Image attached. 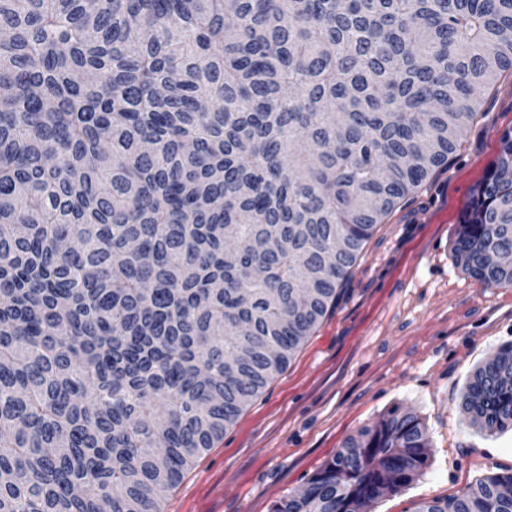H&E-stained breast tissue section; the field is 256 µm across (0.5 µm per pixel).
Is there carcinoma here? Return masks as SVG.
Here are the masks:
<instances>
[{
	"label": "carcinoma",
	"instance_id": "cac0c4a2",
	"mask_svg": "<svg viewBox=\"0 0 512 512\" xmlns=\"http://www.w3.org/2000/svg\"><path fill=\"white\" fill-rule=\"evenodd\" d=\"M1 32L0 512H161L512 72V0H0ZM452 254L512 285V131ZM460 407L512 428V343ZM430 453L394 407L273 512H363Z\"/></svg>",
	"mask_w": 512,
	"mask_h": 512
}]
</instances>
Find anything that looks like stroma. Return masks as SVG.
<instances>
[{
  "mask_svg": "<svg viewBox=\"0 0 512 512\" xmlns=\"http://www.w3.org/2000/svg\"><path fill=\"white\" fill-rule=\"evenodd\" d=\"M480 102L447 168L376 226L333 313L165 494L163 512H273L348 436L396 406L422 419L431 455L417 480L371 512H415L512 471V431L485 436L459 406L475 369L512 342V286L482 284L451 252L512 130V76Z\"/></svg>",
  "mask_w": 512,
  "mask_h": 512,
  "instance_id": "obj_1",
  "label": "stroma"
}]
</instances>
